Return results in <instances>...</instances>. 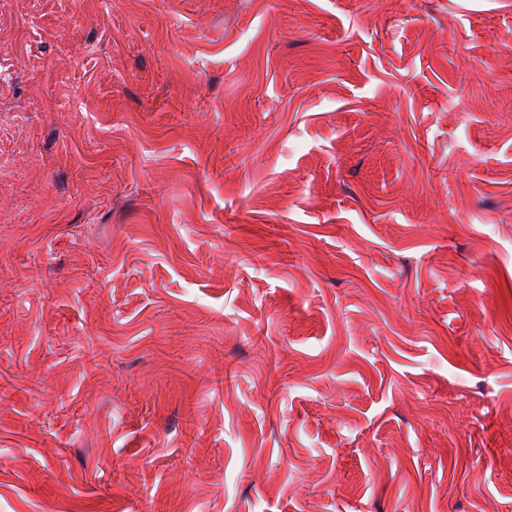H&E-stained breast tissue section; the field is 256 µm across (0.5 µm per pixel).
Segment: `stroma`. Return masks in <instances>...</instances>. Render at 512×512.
<instances>
[{
    "mask_svg": "<svg viewBox=\"0 0 512 512\" xmlns=\"http://www.w3.org/2000/svg\"><path fill=\"white\" fill-rule=\"evenodd\" d=\"M0 512H512V0H0Z\"/></svg>",
    "mask_w": 512,
    "mask_h": 512,
    "instance_id": "obj_1",
    "label": "stroma"
}]
</instances>
